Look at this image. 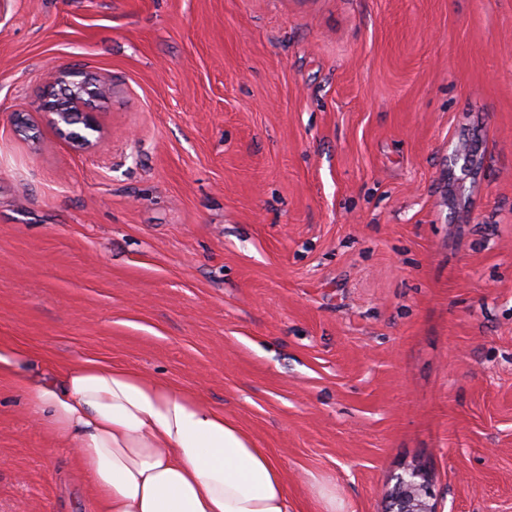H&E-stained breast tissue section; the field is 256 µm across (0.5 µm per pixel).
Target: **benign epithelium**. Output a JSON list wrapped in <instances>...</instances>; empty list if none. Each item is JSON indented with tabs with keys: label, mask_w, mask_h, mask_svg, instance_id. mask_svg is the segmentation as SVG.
<instances>
[{
	"label": "benign epithelium",
	"mask_w": 512,
	"mask_h": 512,
	"mask_svg": "<svg viewBox=\"0 0 512 512\" xmlns=\"http://www.w3.org/2000/svg\"><path fill=\"white\" fill-rule=\"evenodd\" d=\"M95 95L88 83L76 79V74L69 70L54 76V87L48 93L51 123L61 137L81 148L92 146L95 134L101 132L97 113L91 110V98ZM418 477L416 471L398 477L403 489L392 497L386 512H432L423 499L429 494L428 487L418 482Z\"/></svg>",
	"instance_id": "1"
}]
</instances>
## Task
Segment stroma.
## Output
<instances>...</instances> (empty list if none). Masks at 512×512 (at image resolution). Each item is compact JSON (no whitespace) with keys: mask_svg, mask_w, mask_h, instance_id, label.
Wrapping results in <instances>:
<instances>
[{"mask_svg":"<svg viewBox=\"0 0 512 512\" xmlns=\"http://www.w3.org/2000/svg\"><path fill=\"white\" fill-rule=\"evenodd\" d=\"M1 339L202 395L296 512H512V0H5ZM96 499L0 381V512ZM76 74L69 70H60L54 76V84L48 93L52 101H48L49 112L56 117L51 118L58 134L81 148L93 145L92 138L101 132V125L97 118V112L90 108L91 98L96 91L91 89L84 80H77ZM58 86V89H56ZM61 93H67V103L60 106L57 101ZM421 477L417 471L407 474V477H398V484L405 490H398L390 500L386 512H432V508L423 499L429 495L428 487L416 478Z\"/></svg>","mask_w":512,"mask_h":512,"instance_id":"stroma-1","label":"stroma"}]
</instances>
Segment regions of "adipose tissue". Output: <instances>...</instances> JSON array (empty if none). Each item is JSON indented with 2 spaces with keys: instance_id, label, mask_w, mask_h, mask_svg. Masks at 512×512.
Returning a JSON list of instances; mask_svg holds the SVG:
<instances>
[{
  "instance_id": "ef3b65f1",
  "label": "adipose tissue",
  "mask_w": 512,
  "mask_h": 512,
  "mask_svg": "<svg viewBox=\"0 0 512 512\" xmlns=\"http://www.w3.org/2000/svg\"><path fill=\"white\" fill-rule=\"evenodd\" d=\"M0 341V380L36 423L73 446L98 512H294L280 463L223 408L127 366L95 360L22 370Z\"/></svg>"
}]
</instances>
